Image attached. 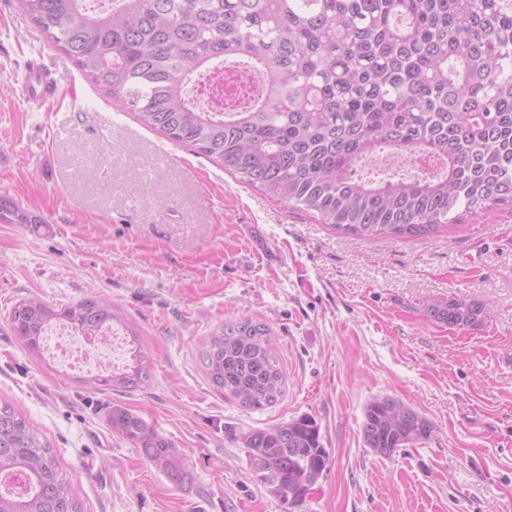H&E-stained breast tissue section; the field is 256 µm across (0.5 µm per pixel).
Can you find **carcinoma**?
I'll return each instance as SVG.
<instances>
[{
	"mask_svg": "<svg viewBox=\"0 0 512 512\" xmlns=\"http://www.w3.org/2000/svg\"><path fill=\"white\" fill-rule=\"evenodd\" d=\"M85 0H20L48 41L146 127L194 147L243 182L359 238L426 237L512 203V0H118L103 14ZM246 59L259 89L204 111L188 99L193 77ZM464 329L486 304L427 305ZM65 320L83 335L121 326L135 356L91 389L150 385L152 359L138 327L98 293L57 308L20 300L9 324L33 355L46 328ZM214 389L249 409L275 404L286 379L270 327L249 317L215 330L200 354ZM112 432L179 487L186 459L141 416L112 406ZM433 423L380 396L361 435L389 457L432 439ZM231 439L262 460L260 481L290 505L329 462L309 416ZM0 512H80L47 440L0 405Z\"/></svg>",
	"mask_w": 512,
	"mask_h": 512,
	"instance_id": "cac0c4a2",
	"label": "carcinoma"
}]
</instances>
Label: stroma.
<instances>
[{"label":"stroma","mask_w":512,"mask_h":512,"mask_svg":"<svg viewBox=\"0 0 512 512\" xmlns=\"http://www.w3.org/2000/svg\"><path fill=\"white\" fill-rule=\"evenodd\" d=\"M38 63L55 88L28 99ZM0 403L50 443L80 512H512V203L430 238H347L288 209L209 157L144 126L48 42L18 0H0ZM141 329L151 385L90 390L32 358L7 324L36 295L90 291ZM482 301L451 329L426 302ZM267 323L286 388L250 410L201 362L207 336L242 316ZM389 395L437 428L383 457L364 408ZM186 458L179 488L113 433V406ZM309 415L330 461L303 502H281L227 437Z\"/></svg>","instance_id":"1"}]
</instances>
